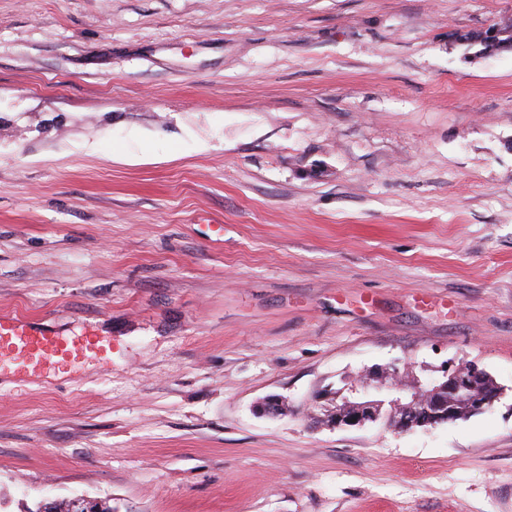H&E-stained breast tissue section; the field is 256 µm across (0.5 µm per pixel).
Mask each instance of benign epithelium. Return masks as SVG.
<instances>
[{"label": "benign epithelium", "mask_w": 512, "mask_h": 512, "mask_svg": "<svg viewBox=\"0 0 512 512\" xmlns=\"http://www.w3.org/2000/svg\"><path fill=\"white\" fill-rule=\"evenodd\" d=\"M484 376V370L473 364H461L443 371L435 380L440 388L456 399L478 408L494 403L500 394L487 400L474 394V381ZM399 369L384 366L370 369L365 376L350 380L336 390L334 406L328 409L330 426L335 428L362 427L381 421L394 432L406 431L417 425H429L452 417L447 405L431 400L420 383L410 388L398 381ZM259 413L277 417L286 413L283 400L269 396L258 405ZM71 512H112V507L102 501L83 497L71 499Z\"/></svg>", "instance_id": "1"}]
</instances>
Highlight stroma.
<instances>
[{
  "mask_svg": "<svg viewBox=\"0 0 512 512\" xmlns=\"http://www.w3.org/2000/svg\"><path fill=\"white\" fill-rule=\"evenodd\" d=\"M512 0H0V512H512ZM474 362L488 411L316 396ZM286 415L256 414L263 398ZM112 343L99 336L69 339L22 319L0 317V361L26 370L36 367L65 368L86 357H107ZM364 375L336 390L334 406L328 409L329 426L362 427L381 421L389 430L402 432L452 417L446 404L430 400L425 389L419 390L418 379L414 388L400 383L399 369L395 366L375 367ZM382 394L384 398H378ZM396 411L401 415L397 416Z\"/></svg>",
  "mask_w": 512,
  "mask_h": 512,
  "instance_id": "obj_1",
  "label": "stroma"
}]
</instances>
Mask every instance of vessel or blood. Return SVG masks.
<instances>
[{
    "label": "vessel or blood",
    "instance_id": "1",
    "mask_svg": "<svg viewBox=\"0 0 512 512\" xmlns=\"http://www.w3.org/2000/svg\"><path fill=\"white\" fill-rule=\"evenodd\" d=\"M112 344L98 336L69 339L21 319L0 317V361L26 370L36 367L64 368L86 357L111 354Z\"/></svg>",
    "mask_w": 512,
    "mask_h": 512
}]
</instances>
